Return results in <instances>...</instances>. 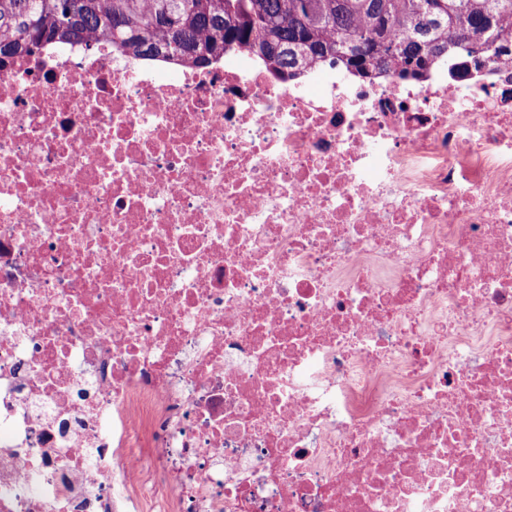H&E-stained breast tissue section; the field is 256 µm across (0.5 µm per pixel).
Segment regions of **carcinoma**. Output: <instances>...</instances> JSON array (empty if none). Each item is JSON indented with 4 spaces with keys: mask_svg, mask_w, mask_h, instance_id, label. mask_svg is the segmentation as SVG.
I'll return each mask as SVG.
<instances>
[{
    "mask_svg": "<svg viewBox=\"0 0 512 512\" xmlns=\"http://www.w3.org/2000/svg\"><path fill=\"white\" fill-rule=\"evenodd\" d=\"M96 37L195 68L246 49L284 81L330 57L362 78L421 80L444 56L512 57V0H0V68Z\"/></svg>",
    "mask_w": 512,
    "mask_h": 512,
    "instance_id": "carcinoma-1",
    "label": "carcinoma"
}]
</instances>
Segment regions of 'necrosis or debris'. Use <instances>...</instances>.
Here are the masks:
<instances>
[{
	"label": "necrosis or debris",
	"instance_id": "obj_1",
	"mask_svg": "<svg viewBox=\"0 0 512 512\" xmlns=\"http://www.w3.org/2000/svg\"><path fill=\"white\" fill-rule=\"evenodd\" d=\"M0 512H512V63L1 68Z\"/></svg>",
	"mask_w": 512,
	"mask_h": 512
}]
</instances>
